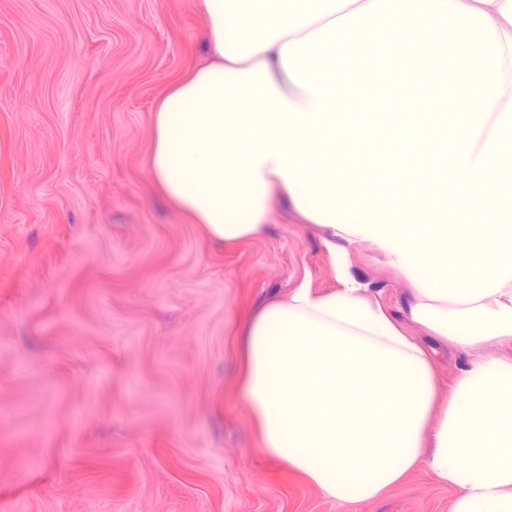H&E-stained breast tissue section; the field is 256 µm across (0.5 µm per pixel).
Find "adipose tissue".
I'll list each match as a JSON object with an SVG mask.
<instances>
[{
	"mask_svg": "<svg viewBox=\"0 0 512 512\" xmlns=\"http://www.w3.org/2000/svg\"><path fill=\"white\" fill-rule=\"evenodd\" d=\"M216 59L174 83L153 116L148 172L219 243L261 232L284 198L311 223L384 253L411 319L480 350L438 396L432 355L354 282L299 287L244 331L239 398L260 446L339 502L374 499L435 448L453 512H512V0H202ZM427 53L438 123L402 124L396 155L447 160L408 193L340 183L361 159L342 102L369 89L347 68L377 41Z\"/></svg>",
	"mask_w": 512,
	"mask_h": 512,
	"instance_id": "obj_1",
	"label": "adipose tissue"
}]
</instances>
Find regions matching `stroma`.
I'll return each instance as SVG.
<instances>
[{
  "label": "stroma",
  "mask_w": 512,
  "mask_h": 512,
  "mask_svg": "<svg viewBox=\"0 0 512 512\" xmlns=\"http://www.w3.org/2000/svg\"><path fill=\"white\" fill-rule=\"evenodd\" d=\"M213 59L201 0H0V512H452L421 460L339 503L272 464L238 396L257 306L351 281L437 349L388 259L277 200L204 237L146 169L153 112Z\"/></svg>",
  "instance_id": "1"
}]
</instances>
